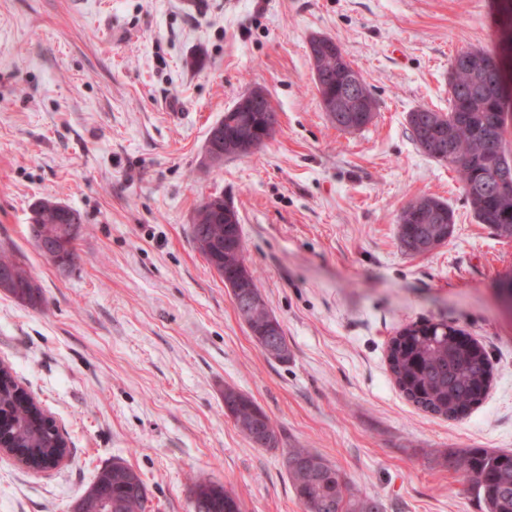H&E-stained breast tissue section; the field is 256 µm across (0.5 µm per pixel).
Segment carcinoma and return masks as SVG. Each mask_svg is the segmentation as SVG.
Segmentation results:
<instances>
[{
    "label": "carcinoma",
    "instance_id": "carcinoma-1",
    "mask_svg": "<svg viewBox=\"0 0 512 512\" xmlns=\"http://www.w3.org/2000/svg\"><path fill=\"white\" fill-rule=\"evenodd\" d=\"M482 72L450 61L448 111L420 106L407 115L412 140L419 143L421 131L431 140L425 155L454 168L474 217L490 232L512 240V188L479 192L487 167L512 161L505 135L512 121V102L505 93V77L498 66L496 49L472 48ZM321 80L341 93L343 73L351 61L342 57L339 46L321 43L315 49ZM235 130L224 124L222 148L230 155H247L252 149L238 143ZM452 213L448 204L433 196L408 201L398 217V239L412 255H426L448 243L453 224L437 219L434 210ZM63 215L52 201L37 202L28 224L29 238L41 254H64L67 264L77 258L72 239L52 235ZM192 239L201 236L224 255L216 273L239 288L235 294L238 315L248 325L251 337L263 348L273 346L271 359L286 362L292 356L280 320H271L253 273L245 268V245L240 225L217 224L207 203H202L191 226ZM0 268L12 272L13 286L7 292L23 305L41 302V287L31 271L0 245ZM388 365L395 384L417 409L456 419L482 403L491 382V362L485 348L464 330L446 322L426 321L402 328L388 349ZM18 382L11 369L0 370V414L9 418L5 434L15 447L26 451L32 461L63 453L65 443L35 416L37 407L17 396ZM224 413L233 418L239 431L259 448L275 449L278 432L266 412L248 395L233 387L224 388ZM288 480L305 512H385L381 500L364 495L347 475L320 454L308 448H291L286 453ZM449 466L481 499L486 512H512V451L480 448L459 450L446 458ZM194 512H242L241 500L224 486L199 479L191 487ZM147 490L140 474L122 460L100 468L78 498L74 512H145Z\"/></svg>",
    "mask_w": 512,
    "mask_h": 512
}]
</instances>
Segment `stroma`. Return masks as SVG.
<instances>
[{
	"mask_svg": "<svg viewBox=\"0 0 512 512\" xmlns=\"http://www.w3.org/2000/svg\"><path fill=\"white\" fill-rule=\"evenodd\" d=\"M338 41L378 109L327 119L308 41ZM512 0H0V242L43 300L0 290V361L55 420L69 459L35 472L0 456V512H72L98 468L125 460L146 512H194L204 476L245 512H304L283 456L308 448L385 512H485L445 459L512 451V317L494 282L512 240L478 224L457 173L411 139L408 112L448 109L451 59L503 47ZM278 125L250 156L207 162L208 129L254 87ZM454 212L446 245L407 254L415 197ZM237 211L246 259L292 357L268 359L191 238L199 204ZM78 210V259L58 270L28 236L33 205ZM445 321L489 353L483 403L418 410L387 361L403 327ZM254 399L278 448L253 446L224 389Z\"/></svg>",
	"mask_w": 512,
	"mask_h": 512,
	"instance_id": "35a3bbf8",
	"label": "stroma"
}]
</instances>
